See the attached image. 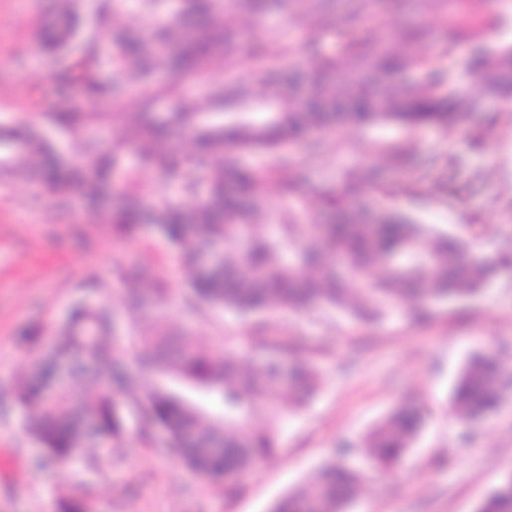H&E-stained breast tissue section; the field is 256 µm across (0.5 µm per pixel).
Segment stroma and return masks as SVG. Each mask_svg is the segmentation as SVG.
Segmentation results:
<instances>
[{"label": "stroma", "mask_w": 512, "mask_h": 512, "mask_svg": "<svg viewBox=\"0 0 512 512\" xmlns=\"http://www.w3.org/2000/svg\"><path fill=\"white\" fill-rule=\"evenodd\" d=\"M452 8L451 0L437 12L418 0H386V28L438 31ZM58 10L55 0H0V130L32 124L71 163L80 159L81 147L48 120L58 99L37 46L39 32L54 24ZM237 27L240 35L223 59L187 81L188 89L240 84L264 92L259 75L271 61L257 46L273 34L289 42L282 71L310 62L285 12L270 11L259 25L242 14ZM408 139L418 157L447 154L454 164L429 193L401 200L402 209L433 232L466 237L480 258L512 243V98L485 100L467 126L448 138L430 128L412 133L384 123L328 135L323 164L304 162L291 145L281 154L298 161V174L317 182L330 176L334 164L388 152ZM119 263L139 274L142 288L160 277L178 289L189 278L157 231L121 239L107 216L83 212L78 200L45 194L23 174L0 180V512H59L64 499L80 502L84 512H270L278 498L312 479L339 442L351 443L356 465L364 466L368 432L406 398L427 408L420 434L396 470L362 484L348 512H476L486 493L512 472V388L477 425L459 420L451 408L456 379L476 349L493 343L512 366V268L497 275L486 295L435 305L422 325L399 314L370 327L335 311L274 318L273 329L295 332L323 349L316 360L323 381L277 425L255 420V428H274L279 453L243 471L237 495H225L223 486L185 467L167 449L164 435L142 440L134 417L126 421L123 448L111 457L37 467L40 448L30 415L7 395L73 306L104 304L127 318L126 288L116 283ZM167 322L190 323L201 348L221 345L255 358L246 327L231 311L180 306Z\"/></svg>", "instance_id": "35a3bbf8"}]
</instances>
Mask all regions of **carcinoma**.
I'll list each match as a JSON object with an SVG mask.
<instances>
[{
    "label": "carcinoma",
    "instance_id": "cac0c4a2",
    "mask_svg": "<svg viewBox=\"0 0 512 512\" xmlns=\"http://www.w3.org/2000/svg\"><path fill=\"white\" fill-rule=\"evenodd\" d=\"M301 1L324 31L361 21L373 31L382 25L375 0H348L343 12L336 0H183L171 13L160 10L164 0H140L154 21L147 35L132 37L119 24L125 0H92L90 25L73 0H61L57 25L42 45L59 98L50 120L82 142L83 167L63 168L54 146L29 126L0 135V166L29 175L49 194L78 195L86 211L112 209L117 234L159 232L191 271L187 293L158 282L131 309L179 298L230 309L250 325L251 345L263 357L245 372L239 355L204 351L189 330L155 323L139 327V347L127 360L126 337L118 334L111 310L78 307L12 390L17 405L34 412L31 431L43 449L40 462L111 453L123 438L125 416L133 413L142 436L165 430L166 446L197 475L224 483L231 496V480L275 451L271 433L251 429L261 413L283 416L270 388L292 393L302 404L322 379L302 338L268 335L260 315L327 307L373 323L400 310L419 323L437 302L485 292L498 265L507 264L470 259L460 235H431L400 208L371 203L382 172L417 168L408 146L392 150L383 167L365 158L337 172L330 185L314 189L322 204L317 210L271 208L263 195L265 173L222 160L226 150L271 152L289 142L316 161L318 135L341 126L391 122L454 133L476 110L478 98L453 77V45L485 26L506 24L505 13L492 17L483 11V0H457L456 26L443 42L419 27L398 35V51L373 33L351 38L339 52L315 56L302 89L281 82L275 67L263 72L267 91L260 96L215 86L199 105L181 85H169L160 92L174 100V111L153 114L154 96H147L130 138L104 139L131 84L148 82L162 67L191 78L236 35L232 19L239 10L251 11L259 22L271 5L292 11ZM104 29L112 31L108 44L100 39ZM414 69L427 71L424 83L402 79ZM464 70L482 95L512 98V40L474 45ZM437 167L439 160H431L424 173L396 182L391 193H422ZM142 172L153 189L141 186ZM186 200L195 203L190 213ZM263 220L271 229L258 235L253 227ZM511 375L493 348L475 351L453 388L454 413L472 422L484 419L499 406ZM78 380L99 383L92 400H76L71 386ZM424 422L420 404H397L368 434L371 470L381 475L399 465ZM350 450L346 443L337 446V460L279 498L270 512H346L365 478L344 462ZM477 512H512V472Z\"/></svg>",
    "mask_w": 512,
    "mask_h": 512
}]
</instances>
